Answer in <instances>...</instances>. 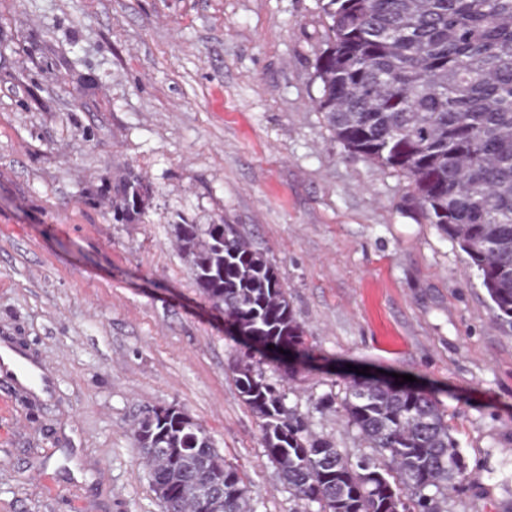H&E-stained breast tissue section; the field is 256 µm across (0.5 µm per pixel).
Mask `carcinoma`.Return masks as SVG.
I'll return each instance as SVG.
<instances>
[{
    "instance_id": "carcinoma-1",
    "label": "carcinoma",
    "mask_w": 512,
    "mask_h": 512,
    "mask_svg": "<svg viewBox=\"0 0 512 512\" xmlns=\"http://www.w3.org/2000/svg\"><path fill=\"white\" fill-rule=\"evenodd\" d=\"M322 11L314 78L336 141L411 179L414 205L467 255L496 320L512 328V0H326ZM117 194L119 222L140 200L128 182ZM214 231L177 225L198 290L232 333L308 358L275 266L235 225L219 239ZM233 373L295 512H441L465 476L446 412L417 386L346 385V422L376 453L354 461L309 432L260 361L245 354ZM132 438L150 449L143 459L165 512H256L253 491L201 425L147 411Z\"/></svg>"
}]
</instances>
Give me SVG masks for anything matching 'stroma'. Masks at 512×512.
<instances>
[{"instance_id":"1","label":"stroma","mask_w":512,"mask_h":512,"mask_svg":"<svg viewBox=\"0 0 512 512\" xmlns=\"http://www.w3.org/2000/svg\"><path fill=\"white\" fill-rule=\"evenodd\" d=\"M324 21L320 0H0V338L53 379L0 376V512H164L131 427L169 405L258 512H293L182 222L235 225L275 266L311 358L262 368L314 435L366 454L341 417L352 367L414 376L467 464L442 512H512V329L411 181L329 130ZM134 176L140 211L114 221Z\"/></svg>"}]
</instances>
